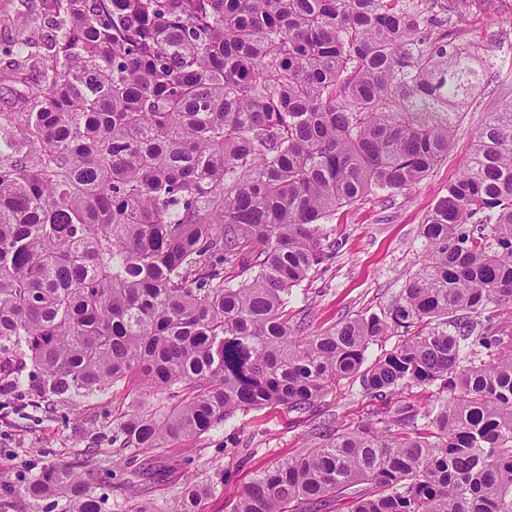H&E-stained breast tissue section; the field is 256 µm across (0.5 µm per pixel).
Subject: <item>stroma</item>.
<instances>
[{
    "instance_id": "stroma-1",
    "label": "stroma",
    "mask_w": 512,
    "mask_h": 512,
    "mask_svg": "<svg viewBox=\"0 0 512 512\" xmlns=\"http://www.w3.org/2000/svg\"><path fill=\"white\" fill-rule=\"evenodd\" d=\"M459 39L483 45L491 67L469 99L447 160L419 185L380 192L340 208L326 224L337 242L336 255L294 287L289 312L305 319L310 331L355 314L378 313L398 297L420 267L425 252L421 226L437 198L468 160L488 112L512 100V0H451ZM7 24L27 25L36 38L48 32L43 0H0ZM139 384L115 387L84 403L80 414L19 401L0 405V484L33 477L50 461L71 459L80 449L104 454L106 440L91 436L93 422L105 410L126 411ZM380 403L359 382L343 381L319 403V416L350 430L371 419ZM315 443L312 420L280 407L238 414L202 438L166 448L145 495L154 512H169L186 480H203L223 471L224 483L202 501L200 512H230L235 495L255 475Z\"/></svg>"
}]
</instances>
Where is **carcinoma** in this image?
<instances>
[{
	"label": "carcinoma",
	"mask_w": 512,
	"mask_h": 512,
	"mask_svg": "<svg viewBox=\"0 0 512 512\" xmlns=\"http://www.w3.org/2000/svg\"><path fill=\"white\" fill-rule=\"evenodd\" d=\"M53 34L0 46L22 86L0 112V377L76 411L136 379L152 401L104 414L102 457L18 489L44 512H127L146 461L240 412L313 415L341 381L389 407L259 473L231 512H512V101L425 224V259L381 314L306 333L293 287L336 253L324 222L409 190L448 158L489 67L438 0H44ZM39 73L33 82L25 72ZM391 330L406 339L369 367ZM224 472L187 482L199 512ZM438 392V387L436 386L409 387L404 389L403 393L398 397H395L396 399L393 400V402H402L395 404L393 403L392 407L395 408L397 407L398 404L410 402L416 405L417 407L422 408L421 410H423L424 407L431 406L434 402H436V400L441 396V394H439Z\"/></svg>",
	"instance_id": "obj_1"
}]
</instances>
